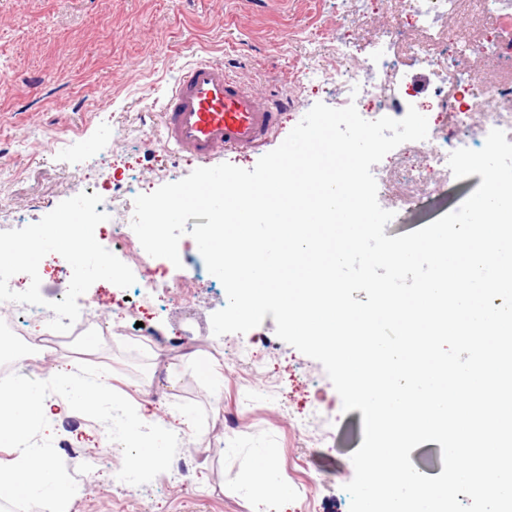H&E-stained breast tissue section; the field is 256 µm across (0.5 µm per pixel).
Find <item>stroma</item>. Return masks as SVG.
Masks as SVG:
<instances>
[{
	"label": "stroma",
	"mask_w": 512,
	"mask_h": 512,
	"mask_svg": "<svg viewBox=\"0 0 512 512\" xmlns=\"http://www.w3.org/2000/svg\"><path fill=\"white\" fill-rule=\"evenodd\" d=\"M405 23L394 0H0V210L15 223L12 238L27 226L52 227L36 260L49 270L41 299L62 291L72 307L92 300L111 311V279L77 288L60 270L70 227L82 221L74 204H101L115 192L131 201L198 168L163 144L153 117L156 99L185 63L228 62L260 92L286 100L278 145L315 103L336 104L333 82L297 84L309 32L318 35L317 62L327 68L338 43L357 54L376 29ZM481 181L476 174L449 180L446 193L396 211L386 236L455 210ZM225 300L207 276L192 289V317L179 309L151 314L153 335L143 342L112 343L94 354L78 342L55 350L57 365L111 367L114 386L126 391L174 371L177 390L145 404L156 419L172 424L178 407L201 409L194 436L177 448L193 461V489L167 469L117 481L111 470L118 461L107 448L109 472L70 512H254L251 473L263 456L274 459L282 487L266 512H349L343 486L363 442L361 411H343L323 366L279 339L272 317L244 334H210L211 316ZM184 338L219 361V386L200 383L193 354L176 345ZM251 342L261 365L242 353ZM99 432L79 412L65 413L49 446L65 440L82 456L94 452Z\"/></svg>",
	"instance_id": "35a3bbf8"
}]
</instances>
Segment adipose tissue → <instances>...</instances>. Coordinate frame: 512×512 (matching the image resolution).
Instances as JSON below:
<instances>
[{"label":"adipose tissue","mask_w":512,"mask_h":512,"mask_svg":"<svg viewBox=\"0 0 512 512\" xmlns=\"http://www.w3.org/2000/svg\"><path fill=\"white\" fill-rule=\"evenodd\" d=\"M60 409L103 422L104 434L125 435V460L134 471L163 470L167 450L178 440L145 413L138 397L113 386L111 368L85 376L58 367L47 384L22 375L0 391V448L12 457L8 473L0 476V499L24 500L32 512H68L79 486L64 480L48 457L30 446L32 430L54 427Z\"/></svg>","instance_id":"ef3b65f1"}]
</instances>
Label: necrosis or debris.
I'll return each instance as SVG.
<instances>
[{"label": "necrosis or debris", "instance_id": "obj_1", "mask_svg": "<svg viewBox=\"0 0 512 512\" xmlns=\"http://www.w3.org/2000/svg\"><path fill=\"white\" fill-rule=\"evenodd\" d=\"M480 12L494 17L497 34L488 38L473 27L460 30L453 37L436 32L434 20L438 17H455L458 0H416L414 20L408 23L404 33L390 29L379 30L371 42L369 56L358 60L344 47L336 49V63L332 76L340 96L337 107H345L351 101L365 102L361 115L373 121L390 115L392 106L384 96L372 93L369 84L372 72L393 71L397 80L393 93L402 96L406 106L421 112L444 115L440 131L441 146H430L431 170H423L409 161H401L379 177V194L396 209L413 203V196L393 193L394 181L404 185H419L421 191H439L442 182L439 172L448 168L450 153L470 147L474 134L488 135L490 130L505 132L512 143V0H477ZM491 56L498 68L505 71L502 80L485 77L482 67H475L468 74H461L460 67L475 57ZM425 65L441 83L448 85L446 93L425 101L416 98L411 91L408 73L409 62ZM101 247L95 260L73 261L72 266L80 276L92 278L111 270L118 291L115 295L119 310H128L129 299H137L142 306L154 302H183L189 299L191 287L202 275L200 269H192L183 279L171 282L153 276L129 275L131 266L140 265L136 251L137 236L130 220L107 225L100 236ZM69 300L60 296L48 307L34 304L28 297L16 291L12 268L0 265V333L13 336L37 335L39 344L52 346L65 336L103 331L104 335H116L132 341L151 336L150 326L138 327L125 324L110 326L109 318L95 309L78 320L67 316Z\"/></svg>", "mask_w": 512, "mask_h": 512}]
</instances>
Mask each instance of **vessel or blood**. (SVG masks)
<instances>
[{
    "mask_svg": "<svg viewBox=\"0 0 512 512\" xmlns=\"http://www.w3.org/2000/svg\"><path fill=\"white\" fill-rule=\"evenodd\" d=\"M284 107L260 94L220 60L185 65L165 92L156 114L167 145L213 164L223 152L246 153L268 144Z\"/></svg>",
    "mask_w": 512,
    "mask_h": 512,
    "instance_id": "vessel-or-blood-1",
    "label": "vessel or blood"
}]
</instances>
